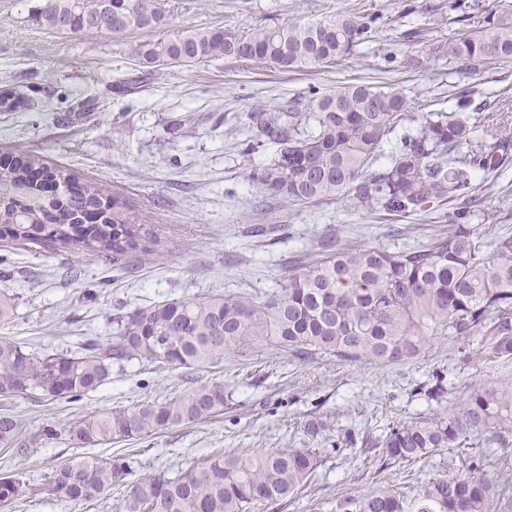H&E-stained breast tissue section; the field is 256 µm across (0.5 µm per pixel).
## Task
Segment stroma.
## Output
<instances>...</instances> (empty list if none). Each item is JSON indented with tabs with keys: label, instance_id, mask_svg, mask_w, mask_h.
I'll use <instances>...</instances> for the list:
<instances>
[{
	"label": "stroma",
	"instance_id": "stroma-1",
	"mask_svg": "<svg viewBox=\"0 0 512 512\" xmlns=\"http://www.w3.org/2000/svg\"><path fill=\"white\" fill-rule=\"evenodd\" d=\"M39 0H0V91H29L30 107L0 112V154L29 151L82 182L102 184L145 225L139 250L112 263L85 251L51 249L0 233V292L16 310L0 335L27 349L73 350L85 341L111 344L112 317L171 299L229 293L275 294L290 270L317 258V243L338 234L350 246L390 248L445 228L434 212H370L353 201L309 204L259 202L245 176L241 141L252 131L249 112L288 102L306 109L312 91L352 83L384 86L417 107L448 112L459 91L467 109L492 112L512 94V62L465 72L429 56L432 43L482 25V13L460 20L448 0H166L170 32L188 28L311 23L356 9L375 15L369 41L337 65L287 72L262 62L211 60L147 67L136 48L157 31L111 36L56 34L36 25ZM474 195L491 235H512V164L479 175ZM444 377L439 399L417 394L433 372ZM220 380L228 394L215 420L173 428L155 438L92 448L103 460L128 457L138 473H177L218 450L317 448L323 462L312 486L265 512H332L337 496L369 490L378 479L438 475L434 460L378 471L364 442L388 427L459 405L472 383L512 381V364H462L452 343L436 339L403 365L348 364L333 358L300 361L291 353L256 348L242 358L224 353L206 371L158 370L135 360L113 362L109 379L80 400L16 397L28 451L0 454V475L39 484L78 456L68 436L74 421L95 411L165 401L196 384ZM318 421V434L307 424ZM53 429L55 438L44 436ZM123 487L88 507L36 495L12 512H119Z\"/></svg>",
	"mask_w": 512,
	"mask_h": 512
}]
</instances>
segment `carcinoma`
I'll list each match as a JSON object with an SVG mask.
<instances>
[{
    "mask_svg": "<svg viewBox=\"0 0 512 512\" xmlns=\"http://www.w3.org/2000/svg\"><path fill=\"white\" fill-rule=\"evenodd\" d=\"M41 0L36 23L60 33L93 31L122 35L163 31L170 25L163 0ZM482 0H448V10L469 14ZM375 15L349 10L315 23L251 31L191 29L139 45L150 66H186L212 59L264 61L284 71L304 72L335 64L369 39ZM456 67L512 61V11L489 10L482 27L429 48ZM400 93L368 84L333 94L313 92L308 111L250 112L260 135L244 143L248 178L263 195L311 203L350 198L367 210L414 214L434 203H451L443 214L448 232L414 246H343L335 236L321 243L322 257L288 274L285 285L257 302L237 294L172 299L117 317L111 346L89 343L72 354L27 352L11 336H0V451L10 452L22 433L6 402L27 392L50 400H76L109 377V361L137 360L158 367L202 370L224 363V351L243 354L255 343L290 352L300 360L325 356L349 363L406 364L437 338L456 347L465 364L506 366L512 361V236L491 237L470 223L474 181L494 173L512 154V124L504 114L426 112L415 132L401 138L386 167L376 170L380 149L408 117ZM288 146L265 159V142ZM64 177L36 154H23L5 176L0 224L17 239L38 233L51 244L91 250L112 261L139 246L143 227L126 204L103 195L97 183L83 194L49 192ZM101 208L98 224L82 220ZM224 382L206 381L174 398L96 412L68 430L78 448L113 441L154 438L166 430L207 422L224 413ZM487 435L500 446L501 463L512 458V385L475 384L453 410L399 423L380 442L382 466L411 464ZM321 458L313 448L215 453L202 465L173 476L151 471L134 476L122 458L102 461L77 456L44 478L38 493L73 505L107 498L127 487L122 512H255L306 490ZM491 462L479 453L467 462L452 456L443 474L409 486L379 485L336 497L334 512H494L495 485L483 476ZM26 481L0 476V509L32 494Z\"/></svg>",
    "mask_w": 512,
    "mask_h": 512,
    "instance_id": "1",
    "label": "carcinoma"
}]
</instances>
